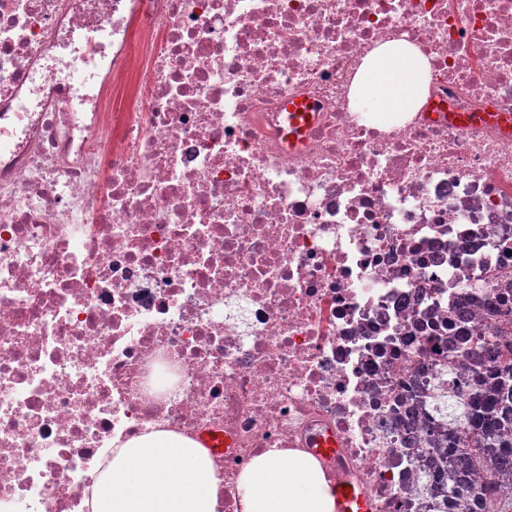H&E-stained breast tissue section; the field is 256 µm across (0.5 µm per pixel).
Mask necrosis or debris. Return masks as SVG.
Masks as SVG:
<instances>
[{
    "mask_svg": "<svg viewBox=\"0 0 512 512\" xmlns=\"http://www.w3.org/2000/svg\"><path fill=\"white\" fill-rule=\"evenodd\" d=\"M427 58L388 126L379 45ZM312 107L299 142L288 103ZM512 341V0H0V512H90L116 442L221 433L446 512L428 428ZM377 47L364 61L354 83L355 110L381 116L413 112L423 102L429 82L427 59L412 45Z\"/></svg>",
    "mask_w": 512,
    "mask_h": 512,
    "instance_id": "necrosis-or-debris-1",
    "label": "necrosis or debris"
}]
</instances>
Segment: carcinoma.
<instances>
[{
	"label": "carcinoma",
	"mask_w": 512,
	"mask_h": 512,
	"mask_svg": "<svg viewBox=\"0 0 512 512\" xmlns=\"http://www.w3.org/2000/svg\"><path fill=\"white\" fill-rule=\"evenodd\" d=\"M483 344L488 357L448 383V434L431 428L448 466V512H512V346Z\"/></svg>",
	"instance_id": "1"
}]
</instances>
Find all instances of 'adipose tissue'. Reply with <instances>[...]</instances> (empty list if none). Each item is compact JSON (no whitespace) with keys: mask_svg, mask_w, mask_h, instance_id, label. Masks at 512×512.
I'll return each instance as SVG.
<instances>
[{"mask_svg":"<svg viewBox=\"0 0 512 512\" xmlns=\"http://www.w3.org/2000/svg\"><path fill=\"white\" fill-rule=\"evenodd\" d=\"M429 82L427 59L412 45L385 43L364 61L354 83L360 112L415 111ZM240 512H334L318 464L273 448L238 478ZM224 480L199 443L170 432L132 438L112 451L97 480L93 512H220Z\"/></svg>","mask_w":512,"mask_h":512,"instance_id":"obj_1","label":"adipose tissue"}]
</instances>
